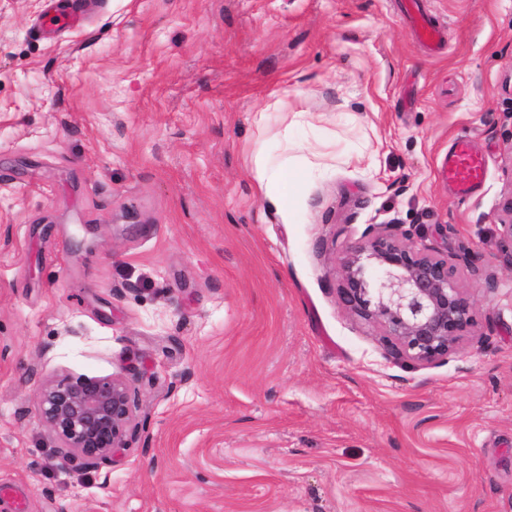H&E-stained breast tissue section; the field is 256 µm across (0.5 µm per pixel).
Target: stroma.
Listing matches in <instances>:
<instances>
[{
	"label": "stroma",
	"mask_w": 512,
	"mask_h": 512,
	"mask_svg": "<svg viewBox=\"0 0 512 512\" xmlns=\"http://www.w3.org/2000/svg\"><path fill=\"white\" fill-rule=\"evenodd\" d=\"M0 0V486L25 512H512V0ZM469 136L487 178L437 176ZM297 170L289 208L259 187ZM475 254L473 335L389 357L341 302L370 224ZM82 248H75V241ZM119 375L91 468L37 418ZM501 210L503 218L500 224L502 227L500 250L512 264V193L504 200ZM133 389L116 375L60 374L40 391L38 418L65 448V457L94 465L125 446L133 421Z\"/></svg>",
	"instance_id": "1"
}]
</instances>
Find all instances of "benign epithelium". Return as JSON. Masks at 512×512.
<instances>
[{
    "label": "benign epithelium",
    "instance_id": "benign-epithelium-1",
    "mask_svg": "<svg viewBox=\"0 0 512 512\" xmlns=\"http://www.w3.org/2000/svg\"><path fill=\"white\" fill-rule=\"evenodd\" d=\"M500 250L512 261V194L502 204ZM339 294L355 315L385 330L387 354L434 363L448 358L476 324L456 265L434 248L409 242L399 225L368 226L339 258ZM133 389L116 375L60 374L40 391L38 418L65 457L94 465L125 446L133 421Z\"/></svg>",
    "mask_w": 512,
    "mask_h": 512
}]
</instances>
